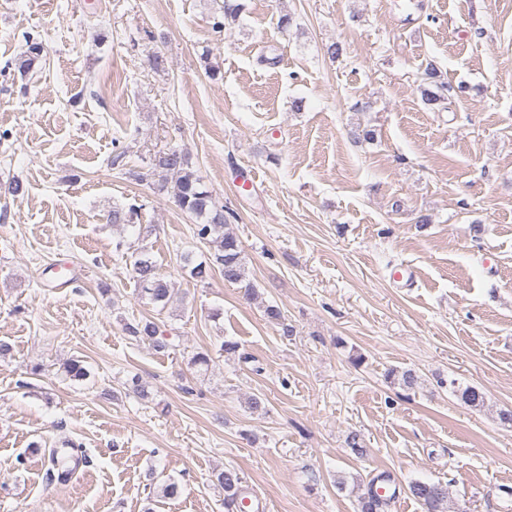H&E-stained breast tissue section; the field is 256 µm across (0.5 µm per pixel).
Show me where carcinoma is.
<instances>
[{"mask_svg": "<svg viewBox=\"0 0 512 512\" xmlns=\"http://www.w3.org/2000/svg\"><path fill=\"white\" fill-rule=\"evenodd\" d=\"M44 47L32 35L24 37V51L17 59V68L21 73L31 70L41 59ZM421 99L429 106L442 105L448 100V84L441 78V72L428 64L421 74ZM156 166L171 176V192L180 208L194 215L199 223L196 225V236L208 244L212 250L210 257L193 263L190 256L182 257L184 267L188 268L190 277L203 281L209 277L212 269L218 266L224 273V280L235 284L246 281L243 248L238 237L224 230L228 217L224 213V205L220 204L203 176L191 165L189 156L178 150H170L158 156ZM134 272L140 286V293L156 306H166L171 299L170 284L156 272V267L141 249L139 258L134 262ZM125 330L137 340L146 342L159 355L167 354L172 348L169 338L164 336L157 324L150 320L125 324ZM388 379L405 391H411L420 384L421 376L411 369L391 370ZM448 385V389L470 407H482L485 404L483 393L474 387L461 386L454 378L440 381ZM214 477L224 489V509L227 512H243L241 506L245 501L244 478L234 467H225L215 471ZM409 493L423 506L427 512H443L448 502V486L431 481H414L409 485ZM388 499L378 493L375 482H370L357 495V512H385Z\"/></svg>", "mask_w": 512, "mask_h": 512, "instance_id": "1", "label": "carcinoma"}]
</instances>
